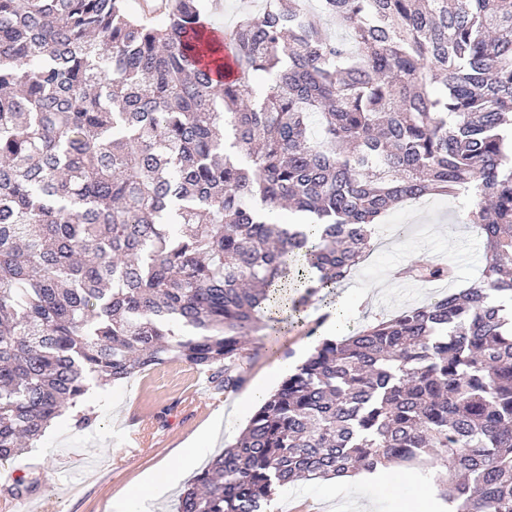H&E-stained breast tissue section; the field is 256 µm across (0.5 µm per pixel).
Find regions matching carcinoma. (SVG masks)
<instances>
[{
  "label": "carcinoma",
  "mask_w": 512,
  "mask_h": 512,
  "mask_svg": "<svg viewBox=\"0 0 512 512\" xmlns=\"http://www.w3.org/2000/svg\"><path fill=\"white\" fill-rule=\"evenodd\" d=\"M309 2L263 0L203 51L206 0L162 25L0 0V464L91 379L181 361L238 390L250 337L348 278L396 204L444 194L470 201L480 280L320 340L177 512H267L427 453L455 512H512V0Z\"/></svg>",
  "instance_id": "cac0c4a2"
}]
</instances>
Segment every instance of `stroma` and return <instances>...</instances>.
Wrapping results in <instances>:
<instances>
[{
  "label": "stroma",
  "mask_w": 512,
  "mask_h": 512,
  "mask_svg": "<svg viewBox=\"0 0 512 512\" xmlns=\"http://www.w3.org/2000/svg\"><path fill=\"white\" fill-rule=\"evenodd\" d=\"M465 208L463 200L433 196L423 206L404 203L384 217L383 227H402L406 233L378 240L368 258L340 283V290L370 295L360 314L349 317L348 329L447 292L449 286L444 283L435 289L420 287L408 274L416 261L452 265L457 276L454 285L459 288L478 279L483 245L473 230L461 223ZM335 302L332 293L314 297L301 319L256 336V357L243 373L246 385L265 378L284 361L302 362L323 338L316 325L322 312ZM195 376L187 364L169 361L105 386L103 397L93 405L97 418L92 428L80 430L73 420H65L19 460L0 466V497L23 473L35 482L25 499L36 512H114V503L128 487L159 463L176 462L186 440L205 426V419L188 414L183 407V397ZM135 411L141 415L137 423L154 429L156 435L132 452L127 439ZM407 500L420 502L430 512H437L441 504L426 481L399 465L390 474L363 478L355 494L343 480H315L279 490L275 504L287 507L288 512H363L368 506L375 512H397Z\"/></svg>",
  "instance_id": "35a3bbf8"
}]
</instances>
